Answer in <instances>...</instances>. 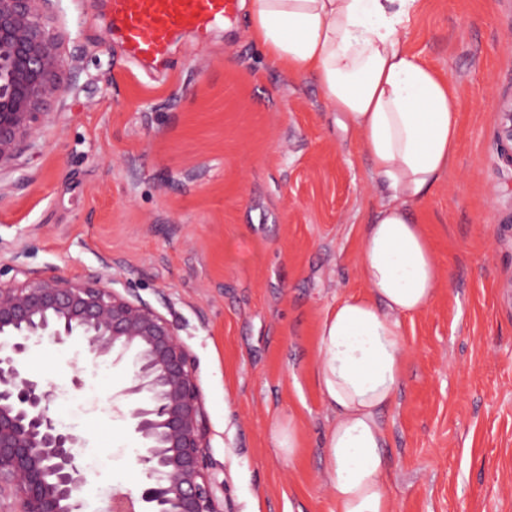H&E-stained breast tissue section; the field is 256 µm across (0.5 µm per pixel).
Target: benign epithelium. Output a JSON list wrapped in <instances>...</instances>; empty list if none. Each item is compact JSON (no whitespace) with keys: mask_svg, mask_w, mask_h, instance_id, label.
<instances>
[{"mask_svg":"<svg viewBox=\"0 0 512 512\" xmlns=\"http://www.w3.org/2000/svg\"><path fill=\"white\" fill-rule=\"evenodd\" d=\"M52 0H0V172L29 148L48 108L73 89L61 44L44 23ZM497 139L512 166V97L500 103ZM78 279L20 270L0 280V512H86L83 440L60 425L55 387L28 373L27 355L48 338L86 342L92 365H126L116 397L138 438L136 493L115 491L107 512H223L224 482L208 452L207 417L193 357L175 323L109 270Z\"/></svg>","mask_w":512,"mask_h":512,"instance_id":"obj_1","label":"benign epithelium"}]
</instances>
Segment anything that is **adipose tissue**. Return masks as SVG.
<instances>
[{"mask_svg": "<svg viewBox=\"0 0 512 512\" xmlns=\"http://www.w3.org/2000/svg\"><path fill=\"white\" fill-rule=\"evenodd\" d=\"M418 0H250V33L281 67L311 74L355 133L382 189L365 227L364 296L339 300L321 327L317 385L335 412L326 436L332 512H392L385 411L404 371L402 320L428 307L440 265L410 207L455 154L459 101L406 46Z\"/></svg>", "mask_w": 512, "mask_h": 512, "instance_id": "obj_1", "label": "adipose tissue"}]
</instances>
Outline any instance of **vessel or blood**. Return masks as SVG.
Here are the masks:
<instances>
[{
    "instance_id": "b4317fda",
    "label": "vessel or blood",
    "mask_w": 512,
    "mask_h": 512,
    "mask_svg": "<svg viewBox=\"0 0 512 512\" xmlns=\"http://www.w3.org/2000/svg\"><path fill=\"white\" fill-rule=\"evenodd\" d=\"M236 0H112V23L129 53L158 61L169 51L173 35L193 31L206 38L230 16Z\"/></svg>"
}]
</instances>
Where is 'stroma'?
<instances>
[{
  "mask_svg": "<svg viewBox=\"0 0 512 512\" xmlns=\"http://www.w3.org/2000/svg\"><path fill=\"white\" fill-rule=\"evenodd\" d=\"M46 24L77 71L32 147L0 176V268L70 278L115 258L177 326L204 399L226 512H331L326 436L335 414L315 375L319 327L368 289L362 231L380 203L357 138L316 81L267 57L245 9L207 40L177 34L166 59L130 58L110 0H54ZM417 58L460 93V144L413 213L442 280L404 321L405 371L387 429L393 512H512V168L497 102L512 92V0H419ZM76 345L42 342L27 370L78 397L72 411L93 512L137 489L138 443L96 397ZM295 438L296 451L283 444Z\"/></svg>",
  "mask_w": 512,
  "mask_h": 512,
  "instance_id": "stroma-1",
  "label": "stroma"
}]
</instances>
